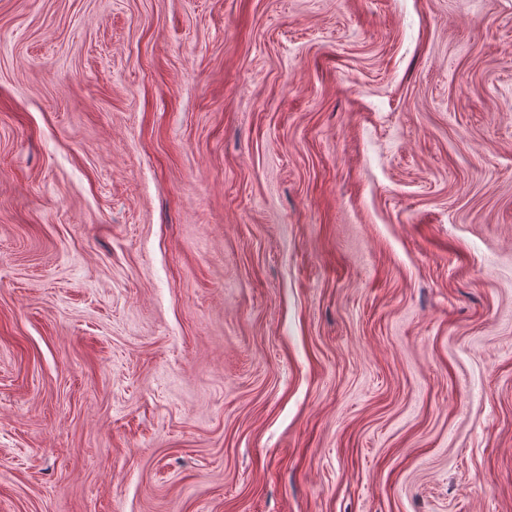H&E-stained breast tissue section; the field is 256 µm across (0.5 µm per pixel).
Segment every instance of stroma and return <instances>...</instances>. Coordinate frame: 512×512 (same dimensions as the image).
Returning a JSON list of instances; mask_svg holds the SVG:
<instances>
[{
	"label": "stroma",
	"instance_id": "1",
	"mask_svg": "<svg viewBox=\"0 0 512 512\" xmlns=\"http://www.w3.org/2000/svg\"><path fill=\"white\" fill-rule=\"evenodd\" d=\"M0 512H512V0H0Z\"/></svg>",
	"mask_w": 512,
	"mask_h": 512
}]
</instances>
